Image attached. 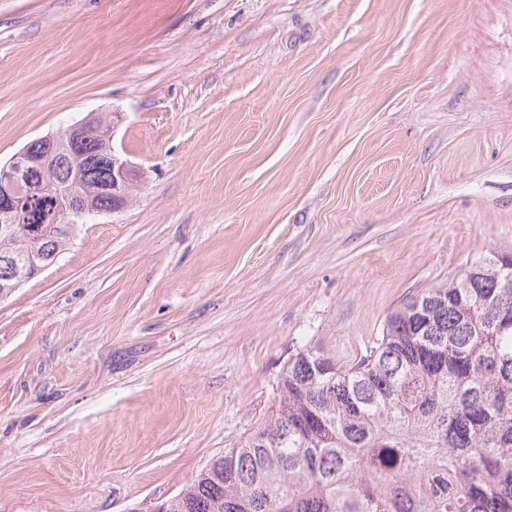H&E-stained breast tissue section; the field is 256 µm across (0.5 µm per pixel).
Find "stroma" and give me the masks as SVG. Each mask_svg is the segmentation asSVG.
Returning a JSON list of instances; mask_svg holds the SVG:
<instances>
[{
  "mask_svg": "<svg viewBox=\"0 0 512 512\" xmlns=\"http://www.w3.org/2000/svg\"><path fill=\"white\" fill-rule=\"evenodd\" d=\"M110 113L133 202L0 298V512H149L512 251V0H0V164Z\"/></svg>",
  "mask_w": 512,
  "mask_h": 512,
  "instance_id": "35a3bbf8",
  "label": "stroma"
}]
</instances>
